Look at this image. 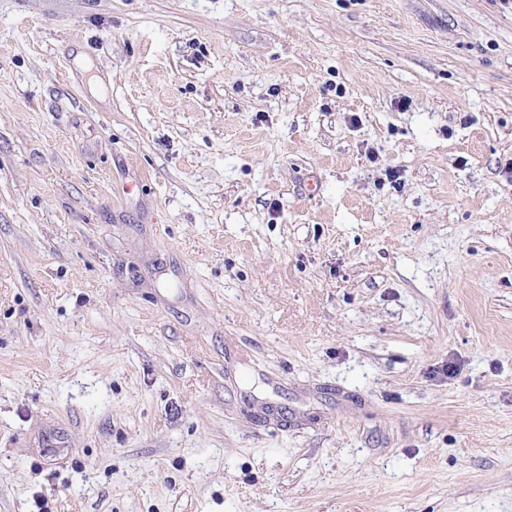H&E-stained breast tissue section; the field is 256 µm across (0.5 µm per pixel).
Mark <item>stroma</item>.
<instances>
[{"label": "stroma", "instance_id": "1", "mask_svg": "<svg viewBox=\"0 0 512 512\" xmlns=\"http://www.w3.org/2000/svg\"><path fill=\"white\" fill-rule=\"evenodd\" d=\"M0 512H512V0H0Z\"/></svg>", "mask_w": 512, "mask_h": 512}]
</instances>
